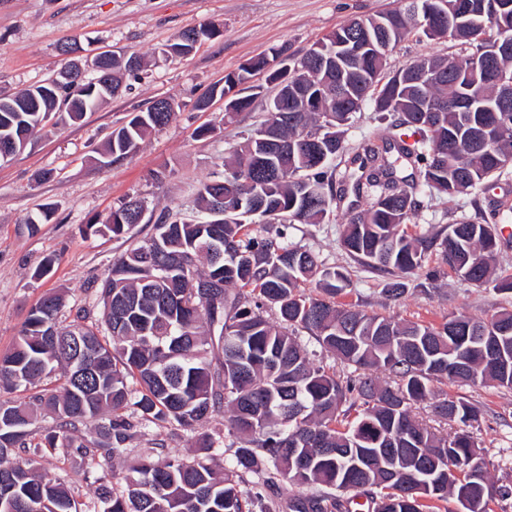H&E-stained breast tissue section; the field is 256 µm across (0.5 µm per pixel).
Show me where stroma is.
<instances>
[{"label": "stroma", "instance_id": "35a3bbf8", "mask_svg": "<svg viewBox=\"0 0 512 512\" xmlns=\"http://www.w3.org/2000/svg\"><path fill=\"white\" fill-rule=\"evenodd\" d=\"M394 5L395 0H0V96L54 77L63 62L59 48L68 41H77L88 57L134 53L144 60L142 71L125 76L122 92L96 111L76 122L66 114L56 115L23 151L0 162V354L12 348L29 309L50 292L65 298L63 322L82 313L88 322L100 323L98 282L113 259L149 237L168 209H179L189 220L197 218L199 183L223 175L225 157L265 118L266 100L276 89L256 76L264 97L230 124L224 121L222 99L200 111L195 107L198 98L255 56L281 48L302 56L348 19ZM211 25L217 34L201 38L189 55H164V48L177 42L182 32ZM461 50L448 39L429 40L414 32L389 54L387 69L392 72L425 56ZM158 98L175 103L170 124L153 132L124 160L103 157L112 131ZM203 126L210 127V134L197 137ZM42 171L49 172V179L37 180ZM133 196L147 208L142 223L121 237L91 231L92 223ZM502 200L512 204V167L488 190L450 199L423 195L419 216L407 231L422 235L490 210ZM46 204L53 207L51 220L29 234L26 219ZM342 222L343 214L337 211L329 223L294 224L288 230L291 241L306 245L326 265L349 270L353 289L338 295L337 303L434 324L451 313L486 319L512 303L510 293L463 283L443 266L435 250L428 254L429 266L440 272L435 284L412 277L401 298L388 299L382 292L387 274L347 260L339 245ZM50 257L55 260L51 273L35 278L36 268ZM443 389L481 409L472 433L484 450L489 475L494 482L512 483V390L452 382ZM157 442L185 458L197 454L182 429L150 423L138 428L129 453L115 461V471L125 472ZM42 465L50 477L70 488L83 512L98 507L96 486L86 480L84 465L60 456L43 459Z\"/></svg>", "mask_w": 512, "mask_h": 512}]
</instances>
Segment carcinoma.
<instances>
[{
    "label": "carcinoma",
    "instance_id": "carcinoma-1",
    "mask_svg": "<svg viewBox=\"0 0 512 512\" xmlns=\"http://www.w3.org/2000/svg\"><path fill=\"white\" fill-rule=\"evenodd\" d=\"M429 0H399L389 11L355 17L318 42L328 47L353 29L377 39L385 31L395 47L413 31L444 37L425 24ZM512 33V6L486 16L478 27H460L452 40L467 52L424 58L445 78L417 82L405 66L384 77L386 54L343 62L327 70L309 65L317 48L289 62L320 95L288 101V112L271 102L267 117L241 137L224 159V177L200 183L203 221L169 212L154 232L112 261L102 283V325L78 315L62 325L63 297H43L31 309L11 350L0 356V391L26 392L61 367L63 382L38 401L57 416V430L32 444L35 409L0 398V495L11 497L0 512H82L80 503L48 476L41 459L63 454L99 467L97 494L103 512H275L280 504L263 490L285 482L311 487L288 495L290 512H346L339 494L359 491L372 512H491L512 499V485L498 484L471 462L483 453L467 427L480 409L436 388L444 381L492 384L512 390V309L488 321L452 315L439 325L368 313L339 305L353 287L344 267H328L307 247L288 238L291 224H324L340 207L336 183L350 184L369 208L349 209L340 247L359 265L393 277L383 289L396 299L403 279L437 281L427 253L440 246L442 263L477 288L512 293V274H497L495 223L483 215L462 218L431 237L410 236L404 226L418 217L419 196L431 189L454 197L480 188L512 167V111L469 109L451 70L467 66L482 49ZM108 56L87 78L69 64L45 83L0 97V152L17 153L45 118L63 111L75 122L121 88L120 72L142 61ZM268 64L260 55L226 75L224 86L198 99L203 110L218 94L233 106L224 120L252 105L249 85ZM386 123L382 147L365 139L355 149L359 172L336 179L344 134L362 102ZM174 103L159 99L112 132L106 153L116 162L137 151L154 130L168 125ZM418 136L404 139L406 132ZM144 202L130 198L103 220L88 225L115 237L136 225ZM468 332L461 342L456 330ZM304 331L322 350L354 373L341 375L314 360ZM388 375L381 383L375 372ZM423 404L436 421L462 425L442 435L418 419ZM224 412V469L209 464L219 440L204 430ZM190 433L199 456L185 459L160 446L149 448L119 476L110 461L123 458L135 429L149 423ZM94 423L107 444L78 440ZM247 475L256 476L248 481Z\"/></svg>",
    "mask_w": 512,
    "mask_h": 512
}]
</instances>
